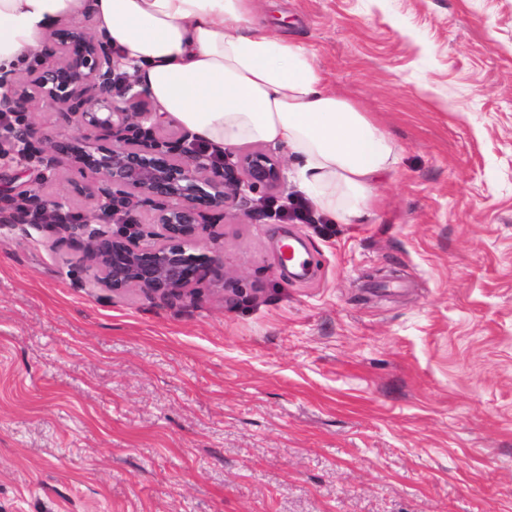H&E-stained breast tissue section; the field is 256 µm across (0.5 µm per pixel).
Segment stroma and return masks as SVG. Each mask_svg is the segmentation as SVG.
Masks as SVG:
<instances>
[{"mask_svg": "<svg viewBox=\"0 0 512 512\" xmlns=\"http://www.w3.org/2000/svg\"><path fill=\"white\" fill-rule=\"evenodd\" d=\"M251 11L391 137L370 216L285 218L261 143L223 280L165 301L0 224V512H512V0Z\"/></svg>", "mask_w": 512, "mask_h": 512, "instance_id": "1", "label": "stroma"}]
</instances>
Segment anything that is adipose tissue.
Instances as JSON below:
<instances>
[{
    "mask_svg": "<svg viewBox=\"0 0 512 512\" xmlns=\"http://www.w3.org/2000/svg\"><path fill=\"white\" fill-rule=\"evenodd\" d=\"M92 15L136 65L159 113L214 155L250 141L286 146L323 212L354 224L395 159L387 134L330 89L299 42L255 26L247 0H0V70H20L55 24Z\"/></svg>",
    "mask_w": 512,
    "mask_h": 512,
    "instance_id": "1",
    "label": "adipose tissue"
}]
</instances>
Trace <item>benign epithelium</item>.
<instances>
[{
  "mask_svg": "<svg viewBox=\"0 0 512 512\" xmlns=\"http://www.w3.org/2000/svg\"><path fill=\"white\" fill-rule=\"evenodd\" d=\"M106 39L88 24L51 30L38 64L25 74L0 71V157L15 154L40 181L0 192V223L55 231L77 243L93 284L114 293L137 288L155 298H193L196 286L223 276L213 229L237 209L245 191L271 188L280 164L256 150L230 164L164 131L136 76ZM42 101L76 133L55 137L28 117ZM64 167L72 192L95 200L78 211L66 198L43 191V181ZM150 215V221L141 216ZM122 220L118 229L111 221Z\"/></svg>",
  "mask_w": 512,
  "mask_h": 512,
  "instance_id": "obj_1",
  "label": "benign epithelium"
}]
</instances>
